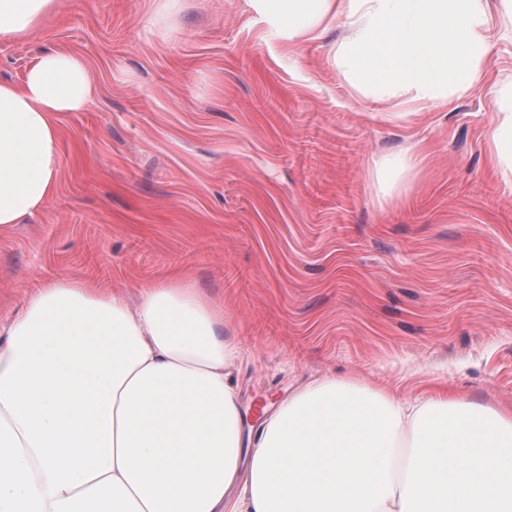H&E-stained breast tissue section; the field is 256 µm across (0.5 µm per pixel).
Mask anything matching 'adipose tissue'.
Wrapping results in <instances>:
<instances>
[{"label": "adipose tissue", "mask_w": 512, "mask_h": 512, "mask_svg": "<svg viewBox=\"0 0 512 512\" xmlns=\"http://www.w3.org/2000/svg\"><path fill=\"white\" fill-rule=\"evenodd\" d=\"M295 45L346 35L337 70L391 105L482 84L512 0H248ZM59 0H0V40L36 38ZM94 85L71 53L0 84V231L54 195L59 122ZM492 162L512 187V83L491 94ZM224 308L180 277L137 302L57 279L0 328V512H512V415L325 377L248 430Z\"/></svg>", "instance_id": "obj_1"}]
</instances>
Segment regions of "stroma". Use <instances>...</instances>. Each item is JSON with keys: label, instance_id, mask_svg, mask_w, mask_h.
Listing matches in <instances>:
<instances>
[{"label": "stroma", "instance_id": "1", "mask_svg": "<svg viewBox=\"0 0 512 512\" xmlns=\"http://www.w3.org/2000/svg\"><path fill=\"white\" fill-rule=\"evenodd\" d=\"M38 39L0 41V83L45 52L96 93L60 123L57 188L0 232V320L56 278L119 289L186 274L224 306L244 421L336 376L412 399L445 387L512 414V189L489 161L488 86L448 107L353 95L344 30L287 48L247 0H61ZM420 149L401 194L376 162Z\"/></svg>", "mask_w": 512, "mask_h": 512}]
</instances>
